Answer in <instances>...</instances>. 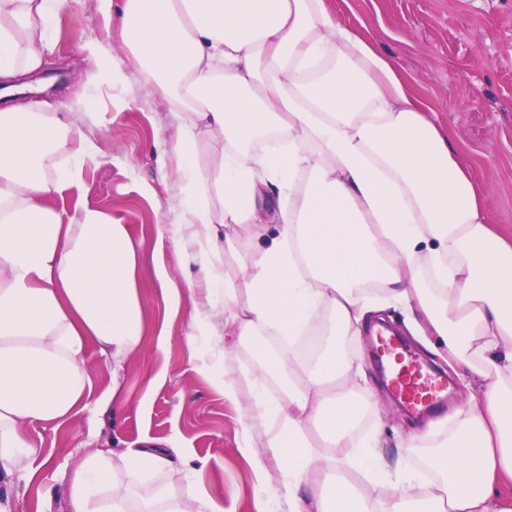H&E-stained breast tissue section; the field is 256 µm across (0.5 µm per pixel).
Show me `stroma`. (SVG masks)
Wrapping results in <instances>:
<instances>
[{"mask_svg": "<svg viewBox=\"0 0 512 512\" xmlns=\"http://www.w3.org/2000/svg\"><path fill=\"white\" fill-rule=\"evenodd\" d=\"M338 21L373 43L409 82L413 99L438 112L453 146L488 187V213L512 231V0H328ZM55 54L49 78L36 93L56 111L90 133L97 146L84 162L82 183L56 208L88 206L127 225L142 243L137 265L143 302L144 344L140 357L121 373L127 404L120 414L90 404L76 421L44 435L33 478L0 484V500L12 512H37L40 492H54L52 512H67L70 476L89 451L113 436L129 447L153 439L182 448L193 469L174 467L145 483L121 479L139 497L158 487L193 484L200 493L222 492L226 512H253L261 488L259 467L277 474L269 451L255 465L239 450L242 411L223 394L224 360L207 338L188 344L186 332L202 326V297H190L187 283L203 287L198 265L181 260L160 224L176 223L181 211L175 161H161L159 142L172 121L169 107L130 62L131 52L116 27L106 25L100 0H74L51 32ZM181 289L176 310L166 311L158 271ZM167 335L159 345V335ZM358 347L374 381L381 366L369 336ZM378 412L389 467H397L401 439L429 419L406 412L388 388L378 389Z\"/></svg>", "mask_w": 512, "mask_h": 512, "instance_id": "35a3bbf8", "label": "stroma"}]
</instances>
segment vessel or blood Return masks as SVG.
Masks as SVG:
<instances>
[{
  "label": "vessel or blood",
  "instance_id": "1",
  "mask_svg": "<svg viewBox=\"0 0 512 512\" xmlns=\"http://www.w3.org/2000/svg\"><path fill=\"white\" fill-rule=\"evenodd\" d=\"M381 349L393 357L396 364L394 392L405 410L424 416L444 405L448 389L446 377L425 371L413 358L405 356L393 337H382Z\"/></svg>",
  "mask_w": 512,
  "mask_h": 512
}]
</instances>
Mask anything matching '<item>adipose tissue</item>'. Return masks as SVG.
Here are the masks:
<instances>
[{
  "label": "adipose tissue",
  "mask_w": 512,
  "mask_h": 512,
  "mask_svg": "<svg viewBox=\"0 0 512 512\" xmlns=\"http://www.w3.org/2000/svg\"><path fill=\"white\" fill-rule=\"evenodd\" d=\"M70 0H0V81L37 70L50 18ZM134 63L170 106L164 153L179 163L182 251L193 240L222 324L216 345L263 333L277 351L224 392L245 404L244 452L264 438L287 474L289 512H512V234L490 224L487 191L436 112L326 0H102ZM218 87L216 101L201 98ZM224 139L207 167L198 134ZM271 139L278 152H255ZM90 137L56 112L0 108V483L31 474L29 425L56 431L93 397L88 343L112 362L109 400L143 351L140 244L126 225L48 201L78 185L58 167ZM264 238L242 247L238 231ZM466 390L451 421L410 435L432 479L390 472L384 420L359 350L387 311ZM276 381L268 399L260 375ZM371 435H356L365 414ZM179 448L95 449L74 469L67 512H224L193 485L136 501L117 489L169 469Z\"/></svg>",
  "instance_id": "adipose-tissue-1"
}]
</instances>
